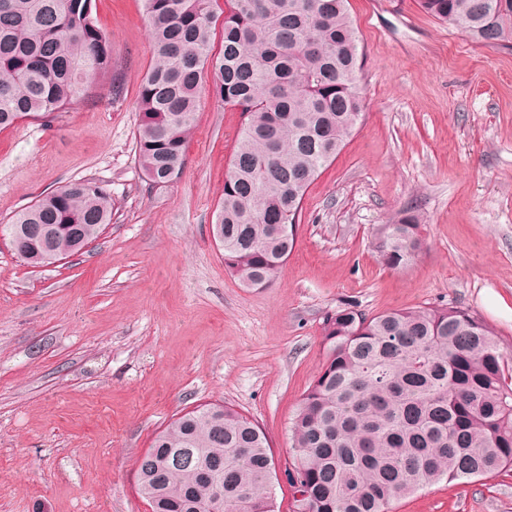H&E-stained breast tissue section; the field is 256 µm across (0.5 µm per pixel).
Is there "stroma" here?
I'll list each match as a JSON object with an SVG mask.
<instances>
[{"mask_svg":"<svg viewBox=\"0 0 512 512\" xmlns=\"http://www.w3.org/2000/svg\"><path fill=\"white\" fill-rule=\"evenodd\" d=\"M365 116L309 186L272 287H241L212 237L241 118L205 77L187 165L155 187L137 98L153 64L142 0H93L116 77L72 109L0 130V224L91 178L112 222L83 253L35 268L0 238V512H149L139 457L175 414L233 405L285 465L289 423L323 359V322L457 306L512 356V50L486 47L418 0H349ZM418 214L423 247L384 266L378 228ZM397 512H512V472L443 482Z\"/></svg>","mask_w":512,"mask_h":512,"instance_id":"obj_1","label":"stroma"}]
</instances>
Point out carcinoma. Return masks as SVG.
<instances>
[{"label":"carcinoma","mask_w":512,"mask_h":512,"mask_svg":"<svg viewBox=\"0 0 512 512\" xmlns=\"http://www.w3.org/2000/svg\"><path fill=\"white\" fill-rule=\"evenodd\" d=\"M153 67L138 92L146 180L176 182L204 75L243 116L215 208L214 241L244 288L273 285L294 245L311 183L363 120L362 56L348 0H143ZM475 42L512 49V0H419ZM93 0H0V129L50 117L83 81L112 72ZM112 223L91 178L41 194L0 224L16 254L44 267L77 254ZM420 219L378 229L383 265L408 266ZM324 356L292 419L285 475L292 512H395L443 481L512 470V379L493 332L468 311L417 306L324 319ZM193 453L175 466L173 455ZM276 462L261 427L232 405L173 418L140 457L151 512H280Z\"/></svg>","instance_id":"1"}]
</instances>
